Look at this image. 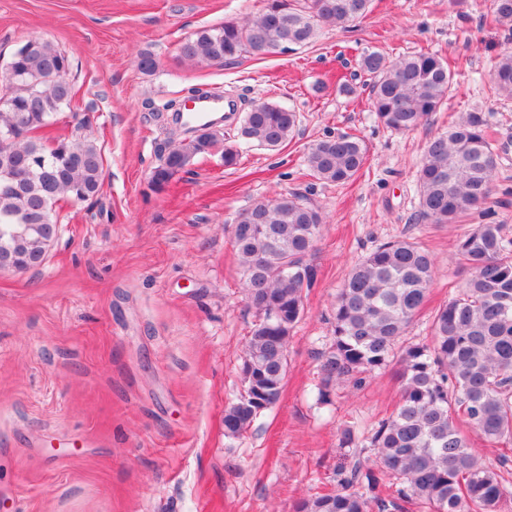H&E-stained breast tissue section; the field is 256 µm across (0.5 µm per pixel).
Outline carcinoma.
Segmentation results:
<instances>
[{
	"label": "carcinoma",
	"mask_w": 512,
	"mask_h": 512,
	"mask_svg": "<svg viewBox=\"0 0 512 512\" xmlns=\"http://www.w3.org/2000/svg\"><path fill=\"white\" fill-rule=\"evenodd\" d=\"M372 0H267L262 13L243 21L204 27L179 43V57L194 64H223L244 53L264 57L278 48L313 43L323 27L346 29L366 17ZM495 22L512 31V0H493ZM8 66L14 80L0 97V136H13L15 155L28 170L17 192L0 190V253L36 267L46 256L47 226L60 225L56 203L83 201L103 186L102 147L91 137L57 141L46 151L40 132L77 96L69 57L44 39L26 42ZM366 76L372 111L386 129L413 131L428 122L455 85V73L436 54L413 53L389 59L379 50L358 61ZM491 81L512 97V51L498 54ZM299 124L292 108L255 100L245 112L239 136L248 144L277 150L293 139ZM203 136L183 139L153 169L152 184L162 189L194 160L216 146L212 124ZM482 112H462L448 131L428 143L417 174L416 220L450 224L485 204L501 152L488 137ZM367 153L363 139L328 136L312 144L306 162L313 179L344 185L361 170ZM233 237L247 300L257 321L243 357L242 373L254 398H238L224 410V434L238 437L280 398L288 368V341L304 313L316 280L308 261L321 234L318 208L296 192L279 193L242 209ZM468 272L462 288L440 306L425 344L407 347L400 359V399L394 412L366 435L348 430L342 444H369L372 457L354 456L339 470L338 488L299 502L296 512H403L404 504L432 512H499L509 495L505 478L512 458L499 466L481 462L458 426L486 441L512 442V240L500 224H479L458 243ZM435 262L407 238L381 244L355 263L336 294L333 343L322 353L318 401L331 402L332 388L355 375L387 364L394 347L427 301Z\"/></svg>",
	"instance_id": "cac0c4a2"
}]
</instances>
